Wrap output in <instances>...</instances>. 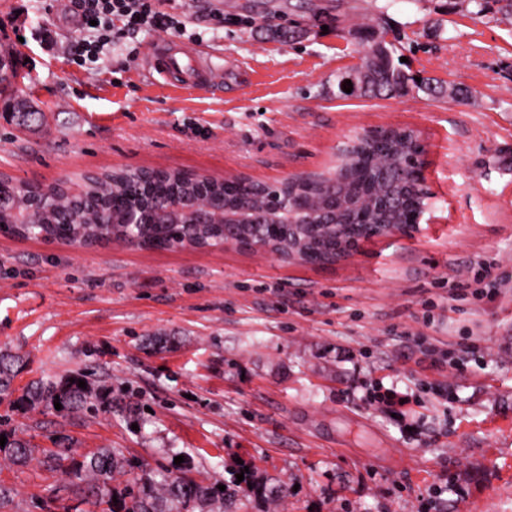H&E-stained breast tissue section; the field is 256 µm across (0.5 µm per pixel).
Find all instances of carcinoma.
<instances>
[{
  "instance_id": "carcinoma-1",
  "label": "carcinoma",
  "mask_w": 512,
  "mask_h": 512,
  "mask_svg": "<svg viewBox=\"0 0 512 512\" xmlns=\"http://www.w3.org/2000/svg\"><path fill=\"white\" fill-rule=\"evenodd\" d=\"M362 42L364 58L371 59V76L365 85H357L349 93L341 87L342 76H337L336 97H392L414 90L438 93V86L431 79L418 82L403 69L395 44L369 34ZM409 153L410 147L403 144V138L393 133L365 143L355 157L342 161L336 183L345 186V196L353 200V205L338 206V226L310 241L309 248L321 254L333 252L338 243L350 236L352 224L407 223L416 210L418 198L413 184L396 182L393 167ZM85 187V193L72 195L66 182L59 183L50 198L51 210L15 225V236L79 246L110 241L127 243L124 225L112 223V217L129 210L150 211L164 202L181 207L186 199L211 196H222L224 202L231 204L251 203L260 197L255 185L234 181L205 185L187 180L179 170L151 175L118 169L103 179L87 178ZM4 190V213L16 211L24 215L28 210L38 209V200L27 187L6 183ZM188 220L181 212L176 224H146L140 230L139 243L148 248L182 247L189 234L195 235L201 244L213 245L224 240V226L210 224L189 229L184 226ZM18 363L19 357L0 354V402L6 401L19 411L51 412L57 401L61 403V412L73 414L95 410L103 403L106 389L94 386L80 371L59 379L33 381L17 396L13 381ZM80 380L86 381V388L78 387ZM5 437L7 442L0 446V454L17 466L27 465L32 458L29 441L14 430L5 433ZM43 466L66 478L80 503L91 506L87 512H97L104 503L109 505L110 512H222L225 500L246 492L242 487L221 491L216 485L204 486L184 473L143 466L129 484L119 488L113 485L114 477L125 472L129 463L111 448H99L79 459L70 448L47 449Z\"/></svg>"
}]
</instances>
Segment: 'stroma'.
<instances>
[{
	"instance_id": "1",
	"label": "stroma",
	"mask_w": 512,
	"mask_h": 512,
	"mask_svg": "<svg viewBox=\"0 0 512 512\" xmlns=\"http://www.w3.org/2000/svg\"><path fill=\"white\" fill-rule=\"evenodd\" d=\"M202 33L220 86L179 90L144 62L160 34L116 40L92 64L53 0H0V52L43 113L0 111V173L50 184L79 173L170 168L265 183L335 170L344 142L407 127L435 194L415 238L339 263L223 249L77 248L0 237V349L14 386L83 371L112 392L86 416L13 411L0 429L36 449H119L131 466L206 484L248 471L226 512H512V18L488 0H155ZM224 27L206 29L211 13ZM275 13L283 36L261 17ZM397 41L444 94L336 95L362 62L352 29ZM506 276L494 300L470 288ZM460 363L461 371L448 366ZM407 395L402 415L377 396ZM13 512H75L39 460L0 459Z\"/></svg>"
}]
</instances>
